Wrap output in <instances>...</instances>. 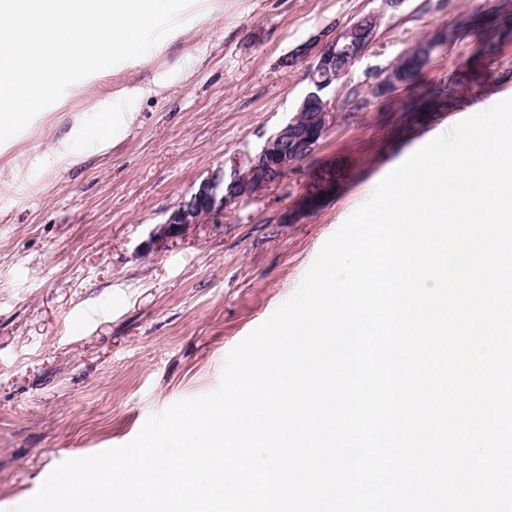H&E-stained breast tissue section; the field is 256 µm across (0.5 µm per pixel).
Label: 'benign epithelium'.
<instances>
[{"label":"benign epithelium","instance_id":"benign-epithelium-1","mask_svg":"<svg viewBox=\"0 0 512 512\" xmlns=\"http://www.w3.org/2000/svg\"><path fill=\"white\" fill-rule=\"evenodd\" d=\"M377 28L378 16L367 14L340 30L318 35L288 55L284 61L288 66L313 58L309 89L295 115L267 139L260 152L225 158L224 167L203 179L189 199L155 229L153 237L175 238L195 224L223 215L239 200L280 182L297 162L310 156L327 133L331 103L324 90L351 71L376 40ZM335 186L331 179L314 184L303 207H313Z\"/></svg>","mask_w":512,"mask_h":512}]
</instances>
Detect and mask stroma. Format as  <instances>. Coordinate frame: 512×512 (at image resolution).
Instances as JSON below:
<instances>
[{
	"instance_id": "stroma-1",
	"label": "stroma",
	"mask_w": 512,
	"mask_h": 512,
	"mask_svg": "<svg viewBox=\"0 0 512 512\" xmlns=\"http://www.w3.org/2000/svg\"><path fill=\"white\" fill-rule=\"evenodd\" d=\"M379 17L333 87L316 151L276 185L178 238L152 231L296 111L320 31ZM450 32L411 87L399 59ZM512 98V0H196L146 55L72 85L0 143V512L63 460L131 441L213 391L227 354L296 290L325 241L434 137ZM116 121L112 138L91 131ZM342 170L300 209L315 171ZM414 51V50H413ZM409 53L407 55V58L403 64L399 66L402 59L397 63L396 67H394L378 84L377 90L378 91H384L387 89H391L395 85L400 83L399 76L400 71L398 70V67L401 70V81L403 83H409L412 81L414 76L419 72V70L424 66L426 63V59H422L418 57L416 54Z\"/></svg>"
}]
</instances>
